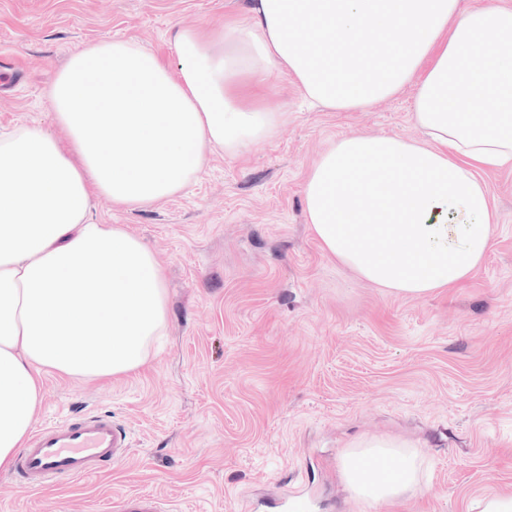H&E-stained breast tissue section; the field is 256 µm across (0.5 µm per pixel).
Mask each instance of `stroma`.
Listing matches in <instances>:
<instances>
[{
	"label": "stroma",
	"instance_id": "35a3bbf8",
	"mask_svg": "<svg viewBox=\"0 0 512 512\" xmlns=\"http://www.w3.org/2000/svg\"><path fill=\"white\" fill-rule=\"evenodd\" d=\"M251 0H0V131L25 122L66 140L45 92L74 53L115 38L166 63L177 28L205 33L248 17ZM414 87L367 110L311 106L287 76L247 80L245 103L284 106L269 141L209 154L175 197L132 208L95 201L157 255L164 335L138 370L100 381L51 372L33 423L107 412L130 454L87 478L31 489L0 472V512H98L123 494L167 512H467L512 494V166L479 172L496 215L469 278L410 299L330 259L313 235L303 185L342 137H419ZM388 437L430 465L422 494L348 499L340 457Z\"/></svg>",
	"mask_w": 512,
	"mask_h": 512
}]
</instances>
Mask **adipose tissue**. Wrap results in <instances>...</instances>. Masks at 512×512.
Listing matches in <instances>:
<instances>
[{
    "instance_id": "obj_1",
    "label": "adipose tissue",
    "mask_w": 512,
    "mask_h": 512,
    "mask_svg": "<svg viewBox=\"0 0 512 512\" xmlns=\"http://www.w3.org/2000/svg\"><path fill=\"white\" fill-rule=\"evenodd\" d=\"M251 13L210 38L176 30L172 65L132 40L76 52L47 90L67 141L27 124L0 132V472L26 444L44 372L128 374L164 334L156 254L97 222L94 201L172 197L207 151L272 138L286 114L243 104L244 77L292 76L306 99L344 112L415 86L422 139L338 140L304 184L307 221L330 257L397 296L432 295L483 262L493 214L477 173L512 165V8L253 0ZM386 460L394 472L375 470ZM422 465L410 443L365 439L343 454L344 490L368 505L402 500L422 490Z\"/></svg>"
}]
</instances>
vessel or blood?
<instances>
[{
    "mask_svg": "<svg viewBox=\"0 0 512 512\" xmlns=\"http://www.w3.org/2000/svg\"><path fill=\"white\" fill-rule=\"evenodd\" d=\"M129 451L126 432L107 413L70 416L42 426L20 454L15 474L28 487L93 475ZM114 512H162L152 496L130 494L113 505Z\"/></svg>",
    "mask_w": 512,
    "mask_h": 512,
    "instance_id": "b4317fda",
    "label": "vessel or blood"
}]
</instances>
